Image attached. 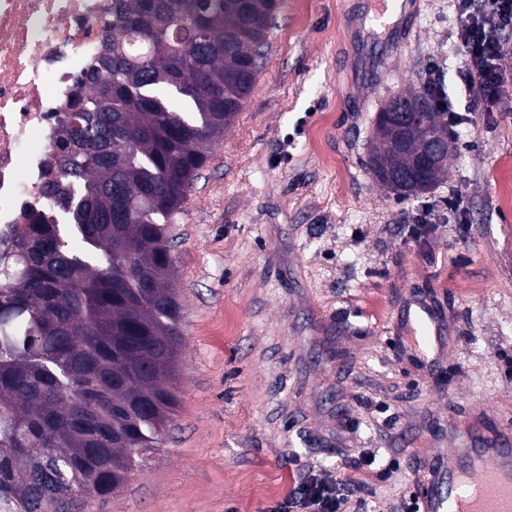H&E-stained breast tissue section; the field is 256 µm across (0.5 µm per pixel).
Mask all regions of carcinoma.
I'll return each instance as SVG.
<instances>
[{"label":"carcinoma","mask_w":512,"mask_h":512,"mask_svg":"<svg viewBox=\"0 0 512 512\" xmlns=\"http://www.w3.org/2000/svg\"><path fill=\"white\" fill-rule=\"evenodd\" d=\"M273 0H112V33L59 131L44 188L67 222L25 214L0 252V499L48 512L119 491L178 406L182 343L170 225L250 96ZM448 123L428 95L393 96L370 142L376 179L423 194Z\"/></svg>","instance_id":"carcinoma-1"}]
</instances>
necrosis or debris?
<instances>
[{
	"label": "necrosis or debris",
	"mask_w": 512,
	"mask_h": 512,
	"mask_svg": "<svg viewBox=\"0 0 512 512\" xmlns=\"http://www.w3.org/2000/svg\"><path fill=\"white\" fill-rule=\"evenodd\" d=\"M111 15L112 0H0V243L47 203L59 120Z\"/></svg>",
	"instance_id": "4bbe7bcc"
}]
</instances>
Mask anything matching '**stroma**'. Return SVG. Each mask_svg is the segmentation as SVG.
<instances>
[{
  "label": "stroma",
  "instance_id": "1",
  "mask_svg": "<svg viewBox=\"0 0 512 512\" xmlns=\"http://www.w3.org/2000/svg\"><path fill=\"white\" fill-rule=\"evenodd\" d=\"M368 9L279 0L254 90L172 227L173 420L124 489L57 512H267L307 471L365 479L347 512H396L419 461L450 452L449 423L512 420V78L449 133L445 179L397 197L369 164L381 106L435 63L470 97L452 0H418L394 47L358 28ZM415 287L448 336L433 379L390 344Z\"/></svg>",
  "mask_w": 512,
  "mask_h": 512
}]
</instances>
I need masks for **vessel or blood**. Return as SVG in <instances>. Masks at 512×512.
<instances>
[{
    "instance_id": "obj_1",
    "label": "vessel or blood",
    "mask_w": 512,
    "mask_h": 512,
    "mask_svg": "<svg viewBox=\"0 0 512 512\" xmlns=\"http://www.w3.org/2000/svg\"><path fill=\"white\" fill-rule=\"evenodd\" d=\"M413 0H381L377 10L390 38L406 39ZM408 320L419 336L413 341L393 337L403 361L424 373L438 374L443 363L444 329L437 306L422 292L413 291L406 304ZM458 441V465L440 456L423 459L425 477L416 492L420 512H512V435L506 429L486 434L477 424L453 426Z\"/></svg>"
}]
</instances>
